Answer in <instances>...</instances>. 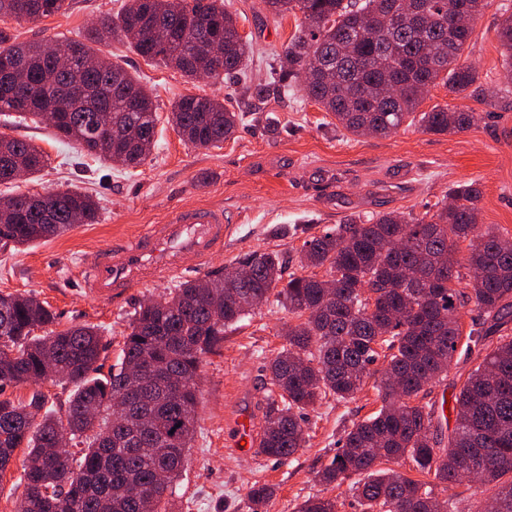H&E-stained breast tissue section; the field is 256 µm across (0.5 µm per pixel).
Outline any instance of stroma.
I'll return each instance as SVG.
<instances>
[{
    "instance_id": "obj_1",
    "label": "stroma",
    "mask_w": 512,
    "mask_h": 512,
    "mask_svg": "<svg viewBox=\"0 0 512 512\" xmlns=\"http://www.w3.org/2000/svg\"><path fill=\"white\" fill-rule=\"evenodd\" d=\"M124 0H69L66 11L32 23L4 18L21 42L54 44L77 40L104 15H117ZM244 37L252 41L253 82L269 79V66L294 35L300 18H275L261 0H224ZM512 0H488L474 24L461 61L473 66L480 90L469 98L433 87L420 105L457 106L475 112L476 122L455 134H433L403 126L386 137H357L337 128L333 116L302 92L271 90L261 100L242 83L219 77L186 80L173 68L139 56L125 42L112 40L99 53L122 65L154 96L158 109L157 142L151 155L129 168L81 151L45 125L18 115L0 114V134L32 141L48 158L32 179L0 185V195L41 194L72 189L93 195L96 223L19 248H0V292L31 293L53 312L57 328L98 325L107 345L101 362L109 373L123 345L128 323L146 300L187 280L215 278L251 252H276L286 258V273H299L293 257L306 232H318L353 214L435 212L452 189L476 183L482 192V227L512 232V79L496 24ZM211 95L238 112L235 136L218 146L184 144L167 122L171 104L184 96ZM223 208L233 225L223 249L207 263L185 256L181 272L133 286L118 304L88 296L76 270L91 264L99 247L131 239L148 225L167 223L178 209ZM294 318L269 304L229 327L200 371L196 432L187 463L175 486V512H250L247 493L253 483L274 487L266 512H295L310 495L337 502L338 512H361L348 485L325 486L317 472L335 456L345 431L376 413L381 402L372 386L355 399L323 400L305 413L306 443L294 456L276 461L234 447L226 427L241 411H250L262 427L271 396L267 366L286 344Z\"/></svg>"
}]
</instances>
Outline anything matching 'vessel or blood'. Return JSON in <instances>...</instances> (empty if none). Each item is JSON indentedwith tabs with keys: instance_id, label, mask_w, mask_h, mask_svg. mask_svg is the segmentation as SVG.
<instances>
[{
	"instance_id": "1",
	"label": "vessel or blood",
	"mask_w": 512,
	"mask_h": 512,
	"mask_svg": "<svg viewBox=\"0 0 512 512\" xmlns=\"http://www.w3.org/2000/svg\"><path fill=\"white\" fill-rule=\"evenodd\" d=\"M232 229L223 210L198 207L177 212L169 223L150 225L138 237L102 248L81 271L89 295L109 302L147 279L160 280L180 271L185 255L207 262L224 245Z\"/></svg>"
}]
</instances>
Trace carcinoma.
Masks as SVG:
<instances>
[{
  "label": "carcinoma",
  "instance_id": "obj_1",
  "mask_svg": "<svg viewBox=\"0 0 512 512\" xmlns=\"http://www.w3.org/2000/svg\"><path fill=\"white\" fill-rule=\"evenodd\" d=\"M273 17L301 14L288 44L277 54L273 83L299 87L354 136H386L405 121L425 132L469 128L477 113L434 107L415 117L430 89L443 82L453 94L473 96L478 73L460 63L473 22L486 0H427L418 23L399 14L383 25L397 0H262ZM66 0H0V18L37 22L64 9ZM498 37L512 61V14ZM125 41L146 59H159L195 80L246 76L249 43L224 0H126L116 17L103 16L84 40L65 45L71 64L62 70L42 43H18L0 27V61L22 66L20 80L0 76V112L34 122L52 114L56 135L88 154L137 166L155 146L153 96L116 61L100 63L94 44ZM224 44L212 58L208 45ZM239 114L211 96H190L170 108L169 122L193 147L232 137ZM41 149L0 135V184L19 170H42ZM452 203L431 216L386 212L351 215L308 235L297 252L301 269L324 277L291 275L274 252H253L201 288L185 281L135 313L119 361L95 377L105 352L96 325L51 328L55 316L31 295L0 294V473L24 449L16 512H171L174 482L195 431L198 376L203 357L224 340L225 328L274 301L304 318L288 326V346L270 362L278 398L267 402L259 453L276 461L305 443L303 413L329 396L355 398L370 366L385 350L386 366L374 389L379 412L353 424L336 456L317 472L323 485L349 483L362 512H458L454 494L437 486L494 490L493 512H512V235L478 231L476 184L451 192ZM99 206L73 190L0 197V247H20L93 224ZM470 240L459 258L449 240ZM472 279L467 292L460 287ZM471 303L482 316L469 330L467 352L480 359L452 406L448 446L434 436L435 404L421 403L429 385L448 371L462 338L458 307ZM45 330L39 335L37 331ZM71 388L66 409L47 408L38 380ZM28 383L24 400L5 388ZM84 446L79 463L59 458L63 433ZM382 461L409 462L414 479ZM273 487L254 483L251 512H262ZM296 512H337L336 501L313 495Z\"/></svg>",
  "mask_w": 512,
  "mask_h": 512
}]
</instances>
